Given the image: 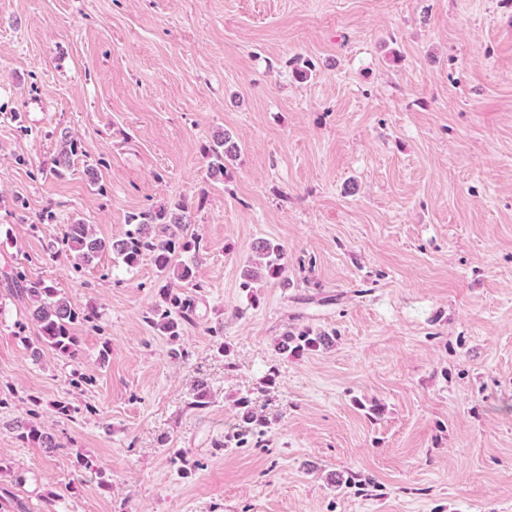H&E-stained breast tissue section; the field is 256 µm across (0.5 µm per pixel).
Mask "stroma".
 I'll list each match as a JSON object with an SVG mask.
<instances>
[{
  "label": "stroma",
  "mask_w": 512,
  "mask_h": 512,
  "mask_svg": "<svg viewBox=\"0 0 512 512\" xmlns=\"http://www.w3.org/2000/svg\"><path fill=\"white\" fill-rule=\"evenodd\" d=\"M178 201L173 341L151 259L61 239ZM260 238L288 270L247 286ZM16 269L95 309L78 359ZM0 306V512H512V0H0ZM287 327L332 342L286 357ZM243 397L263 427L215 450ZM211 162L209 174L213 178L224 177V157L236 156L238 146L232 142L230 136L224 132H217L213 136V145L209 149Z\"/></svg>",
  "instance_id": "1"
}]
</instances>
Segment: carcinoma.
Returning a JSON list of instances; mask_svg holds the SVG:
<instances>
[{
	"label": "carcinoma",
	"mask_w": 512,
	"mask_h": 512,
	"mask_svg": "<svg viewBox=\"0 0 512 512\" xmlns=\"http://www.w3.org/2000/svg\"><path fill=\"white\" fill-rule=\"evenodd\" d=\"M209 152V174L213 178H222L224 158L236 155L238 146L228 134L219 132L213 136ZM75 154V145L69 140L65 141L64 147L53 159L54 172L59 174L69 168ZM187 210V205L181 201L171 208L142 212L130 219L131 229L127 230L125 237L112 242L97 236L90 225L82 221L65 225L63 232V240L69 244L80 264L91 263L108 249L112 250L116 262L129 271L136 268L144 257H151L166 280L163 286L165 309L158 313L159 319L152 325L173 339L180 335L181 322L190 320L195 310L193 301L181 296L174 287V283L188 281L195 275L194 265L177 260L178 250L188 251L196 247V242L186 240L175 232V229L188 223ZM252 253L255 260L248 262V265L264 269L274 279L283 273L285 250L280 244L260 239L253 244ZM13 281L21 297L30 303L29 316L38 327L39 342L65 358H77L78 338L72 335L71 325L79 319H89L93 312L76 310L54 286L43 280L31 281L16 276ZM325 344V335H313L308 330L297 333L286 331L279 337L277 348L283 355L299 357ZM24 429L22 438L27 441L46 448L55 447L53 438L35 426L28 424Z\"/></svg>",
	"instance_id": "1"
}]
</instances>
